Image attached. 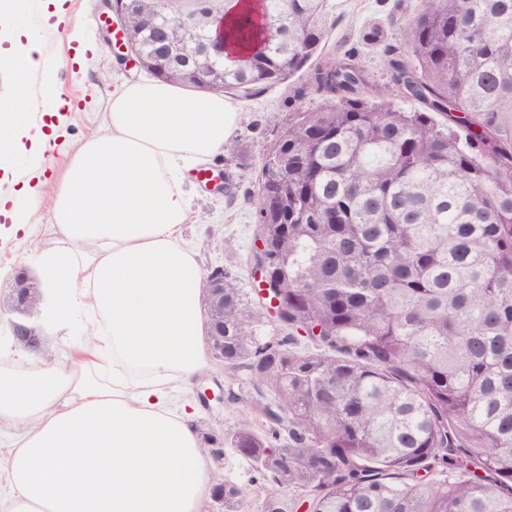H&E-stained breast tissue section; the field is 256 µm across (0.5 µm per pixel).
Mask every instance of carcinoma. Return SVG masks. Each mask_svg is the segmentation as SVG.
Instances as JSON below:
<instances>
[{
	"label": "carcinoma",
	"mask_w": 512,
	"mask_h": 512,
	"mask_svg": "<svg viewBox=\"0 0 512 512\" xmlns=\"http://www.w3.org/2000/svg\"><path fill=\"white\" fill-rule=\"evenodd\" d=\"M236 25L250 47L211 61L206 88L259 96L297 74L299 102L265 150L256 198L274 239L276 318L224 288V371H249L279 410L251 404L224 438L267 488L266 512H512V0H428L398 44L382 26L388 88L353 50L325 53L329 0H257ZM178 0H131L145 55L150 10L182 37ZM310 96L313 109L300 105ZM224 512H255L224 482Z\"/></svg>",
	"instance_id": "carcinoma-1"
}]
</instances>
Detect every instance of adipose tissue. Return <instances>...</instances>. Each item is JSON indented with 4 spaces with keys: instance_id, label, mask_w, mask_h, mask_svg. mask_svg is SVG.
Here are the masks:
<instances>
[{
    "instance_id": "ef3b65f1",
    "label": "adipose tissue",
    "mask_w": 512,
    "mask_h": 512,
    "mask_svg": "<svg viewBox=\"0 0 512 512\" xmlns=\"http://www.w3.org/2000/svg\"><path fill=\"white\" fill-rule=\"evenodd\" d=\"M0 0V65L16 108L0 114V152L39 159L46 120L28 111L39 75L48 117L62 104L58 63L40 34L12 27ZM239 104L156 81L124 86L104 131L71 156L37 251L49 327L80 324L62 361L21 349L0 355V512H203L212 458L176 400L208 368L203 275L182 237L191 221L178 184L183 163L224 150Z\"/></svg>"
}]
</instances>
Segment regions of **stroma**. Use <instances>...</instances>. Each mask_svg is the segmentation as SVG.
<instances>
[{"mask_svg":"<svg viewBox=\"0 0 512 512\" xmlns=\"http://www.w3.org/2000/svg\"><path fill=\"white\" fill-rule=\"evenodd\" d=\"M329 34L326 51L354 49L379 89H386L387 76L379 49L360 41L362 28L372 22L382 23L390 42H397L401 28L424 7L425 0H331ZM67 23L60 31L45 34L47 54L64 62L66 68L59 81L70 110L60 120L59 143L51 158L42 161L39 193L41 204L13 185L0 183V193H15L17 201L32 208L31 235L14 230L9 220L0 217V351L10 353L22 349L23 343L10 332V310L14 288V272L18 268L30 271L31 281H38L32 258L34 248L50 247L51 242L40 232L42 225L51 223L49 202L67 171L71 154L88 137L102 133L103 112L113 91L127 81L146 80V71L134 66H121L99 32L104 17L99 0H65ZM288 85H279L248 101L241 102V115L233 139L239 146L236 157L221 154L191 164L182 188L190 199L197 216L194 223L184 225L183 239L194 249L203 272L223 268L245 293H252L247 259L254 243L256 213L252 203L257 191L259 161L269 142L288 124L293 102ZM223 170L236 184L234 196L215 192L199 175L200 170ZM224 383L236 395V400L213 404L211 409L197 407L193 424L199 435L223 439L249 411L251 386L243 374L224 373L218 362H210L202 379L184 398L195 402L199 392Z\"/></svg>","mask_w":512,"mask_h":512,"instance_id":"35a3bbf8","label":"stroma"}]
</instances>
